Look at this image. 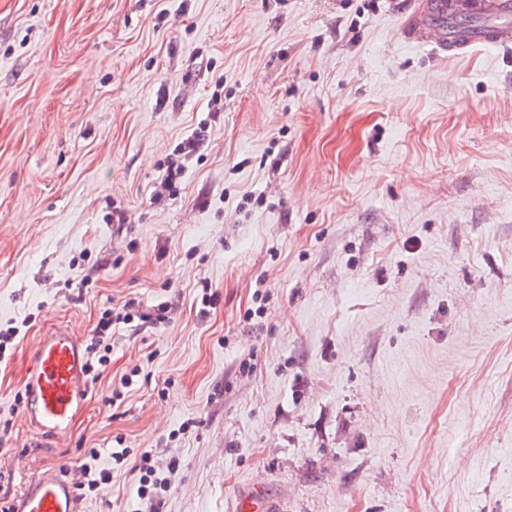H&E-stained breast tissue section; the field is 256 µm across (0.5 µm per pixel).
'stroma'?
<instances>
[{"instance_id": "35a3bbf8", "label": "stroma", "mask_w": 512, "mask_h": 512, "mask_svg": "<svg viewBox=\"0 0 512 512\" xmlns=\"http://www.w3.org/2000/svg\"><path fill=\"white\" fill-rule=\"evenodd\" d=\"M410 2L0 0V495L95 448L79 512H512V47L405 45ZM130 301L167 321L38 434V336ZM129 448L112 452V460L116 464H129L132 461V469L138 472L137 494L140 499L150 503L159 500L163 492L167 491L168 484L165 478H161L155 467V449L143 448L135 453H130ZM85 478L87 479L86 482H81L76 486V490H81L83 492L78 493V498L83 500L87 497V493H99L101 490L104 489L103 485H108L111 482V474L109 471L102 470L98 473V478L96 477V472L94 471L93 476L91 475L92 468L91 465H89V469L87 468V464H85ZM87 486V490H86Z\"/></svg>"}]
</instances>
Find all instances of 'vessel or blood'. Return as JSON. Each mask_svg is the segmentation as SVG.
Listing matches in <instances>:
<instances>
[{
    "mask_svg": "<svg viewBox=\"0 0 512 512\" xmlns=\"http://www.w3.org/2000/svg\"><path fill=\"white\" fill-rule=\"evenodd\" d=\"M473 24L462 27L463 19ZM406 42L458 56L477 44L512 45V0H415L404 14ZM25 419L42 435L66 440L91 393L83 341L69 325H51L36 341L24 383ZM10 512H79L72 483L49 471L32 477Z\"/></svg>",
    "mask_w": 512,
    "mask_h": 512,
    "instance_id": "b4317fda",
    "label": "vessel or blood"
}]
</instances>
